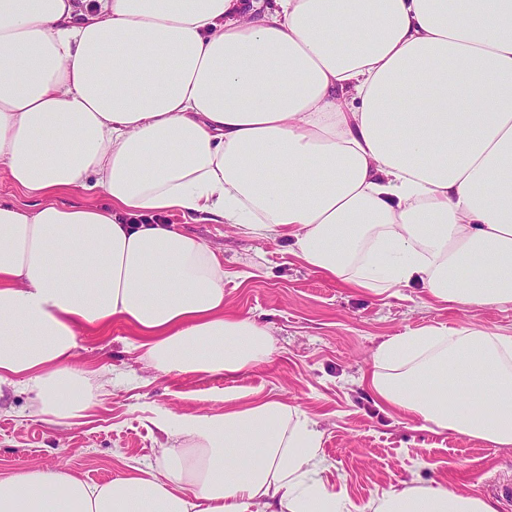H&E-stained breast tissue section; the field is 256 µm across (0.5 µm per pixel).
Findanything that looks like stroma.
<instances>
[{
    "instance_id": "stroma-1",
    "label": "stroma",
    "mask_w": 512,
    "mask_h": 512,
    "mask_svg": "<svg viewBox=\"0 0 512 512\" xmlns=\"http://www.w3.org/2000/svg\"><path fill=\"white\" fill-rule=\"evenodd\" d=\"M168 223L197 235L224 260L225 302L274 335L266 363L235 376L159 375L131 343L136 333L116 322L78 339L76 363L101 368L109 383L93 416L79 426L50 424L29 394L0 404V477L19 460L65 468L89 482L152 461L165 440L153 423L170 408L203 415L224 409L230 391L272 393L314 416L323 432L322 477L363 507L401 481H442L459 492L495 500L492 483L512 481V448L448 431H432L377 403L361 385L386 339L430 326H469L512 336V307L428 305L415 287L380 298L315 274L283 239H258L226 224Z\"/></svg>"
}]
</instances>
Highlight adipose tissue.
<instances>
[{
  "label": "adipose tissue",
  "instance_id": "obj_1",
  "mask_svg": "<svg viewBox=\"0 0 512 512\" xmlns=\"http://www.w3.org/2000/svg\"><path fill=\"white\" fill-rule=\"evenodd\" d=\"M0 167L31 199L0 202V399L28 393L51 423L96 405L106 379L72 358L116 319L161 375L271 356L269 329L225 313L211 246L160 223L173 211L288 239L377 296L511 305L512 0H0ZM363 382L430 429L512 447V336H397ZM154 422L155 463L101 484L21 463L0 512H350L317 421L276 395ZM367 509L495 512L412 481Z\"/></svg>",
  "mask_w": 512,
  "mask_h": 512
}]
</instances>
